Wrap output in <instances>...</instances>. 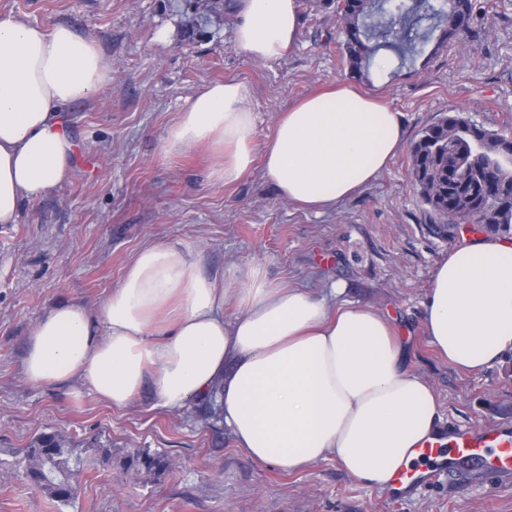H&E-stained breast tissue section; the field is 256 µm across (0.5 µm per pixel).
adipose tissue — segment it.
<instances>
[{"label": "adipose tissue", "instance_id": "adipose-tissue-1", "mask_svg": "<svg viewBox=\"0 0 512 512\" xmlns=\"http://www.w3.org/2000/svg\"><path fill=\"white\" fill-rule=\"evenodd\" d=\"M233 10L234 44L252 59L277 60L297 38L298 0H234ZM111 83L94 41L0 13V224L18 223L26 200L72 176L64 109ZM257 131L251 87L212 83L186 101L164 150L206 154L212 183L224 186L261 162L280 198L319 213L361 194L404 141L400 113L350 84L294 103L265 144ZM341 291L294 287L258 264L213 274L198 249L149 245L99 311L60 302L36 320L23 373L37 387L79 381L116 407L146 387L165 410L212 396L253 460L293 472L332 456L387 487L437 433L440 404L390 321L336 303ZM423 324L459 370L512 350V239L462 237L434 273Z\"/></svg>", "mask_w": 512, "mask_h": 512}]
</instances>
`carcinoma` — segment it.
Instances as JSON below:
<instances>
[{
  "mask_svg": "<svg viewBox=\"0 0 512 512\" xmlns=\"http://www.w3.org/2000/svg\"><path fill=\"white\" fill-rule=\"evenodd\" d=\"M419 9L434 24L411 36L406 25ZM481 12V0H336L342 64L350 73L362 74L380 39L397 53L400 64L414 62L425 53L433 32L450 24L454 29L449 38L438 45H467ZM506 141L512 142L511 131L489 130L463 112L444 115L420 132L411 147L410 171L433 234L443 237L455 224H482L494 233L512 231V167L495 158ZM64 454L63 440L45 434L24 450L23 462L36 488L68 502L76 487Z\"/></svg>",
  "mask_w": 512,
  "mask_h": 512,
  "instance_id": "cac0c4a2",
  "label": "carcinoma"
}]
</instances>
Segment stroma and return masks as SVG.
Returning a JSON list of instances; mask_svg holds the SVG:
<instances>
[{
	"label": "stroma",
	"instance_id": "1",
	"mask_svg": "<svg viewBox=\"0 0 512 512\" xmlns=\"http://www.w3.org/2000/svg\"><path fill=\"white\" fill-rule=\"evenodd\" d=\"M298 8L294 46L258 62L235 47L228 7L199 34L183 0H0V13L72 27L117 66L110 87L67 112L73 177L26 201L19 223L0 225V512H512L511 476L470 472L397 502L332 457L294 473L254 461L205 401L166 411L143 393L116 408L80 394L78 383L35 387L23 376L29 331L47 308L99 309L138 250L179 242L201 249L213 273L257 262L296 286L343 284L346 300L390 319L439 398L444 426L512 424V352L464 372L424 331L434 270L457 240L430 232L408 164L421 130L448 111L491 130L512 127V0H485L487 35L470 47L449 45L406 65L379 48L360 84L400 112L403 145L368 189L322 215L281 200L260 168L221 186L202 155L163 150L186 99L206 83L250 85L262 143L296 100L351 81L334 8L328 0H298ZM44 433L72 450L70 502L24 475L22 451ZM137 450L172 465L129 468Z\"/></svg>",
	"mask_w": 512,
	"mask_h": 512
}]
</instances>
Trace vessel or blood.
I'll return each mask as SVG.
<instances>
[{
  "instance_id": "1",
  "label": "vessel or blood",
  "mask_w": 512,
  "mask_h": 512,
  "mask_svg": "<svg viewBox=\"0 0 512 512\" xmlns=\"http://www.w3.org/2000/svg\"><path fill=\"white\" fill-rule=\"evenodd\" d=\"M420 465L400 471L392 485L395 500L434 484L441 476L479 470L495 479L512 473V430L495 424L454 429L446 440L427 441L417 449Z\"/></svg>"
}]
</instances>
